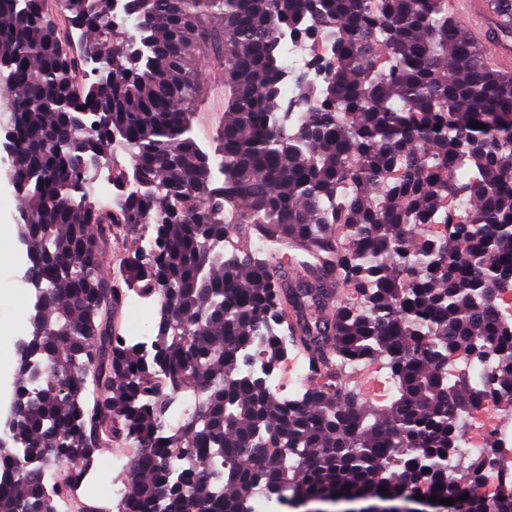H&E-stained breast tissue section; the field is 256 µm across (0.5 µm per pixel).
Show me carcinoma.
I'll list each match as a JSON object with an SVG mask.
<instances>
[{
  "instance_id": "1",
  "label": "carcinoma",
  "mask_w": 512,
  "mask_h": 512,
  "mask_svg": "<svg viewBox=\"0 0 512 512\" xmlns=\"http://www.w3.org/2000/svg\"><path fill=\"white\" fill-rule=\"evenodd\" d=\"M55 2L89 46L65 48L47 0H0L12 173L41 291L16 392L41 385L0 438V512H46L120 442L135 447L121 512H251L258 489L285 505L421 495L512 512V489L480 493L491 459H450L471 411L512 395V319L498 310L512 290V76L489 68L448 0H127L136 59L112 0ZM325 31L332 58L313 64L326 82L295 76L321 105L290 129L279 42ZM205 49L226 90L211 153L190 135ZM90 55L112 80L76 83ZM115 143L129 151L116 170ZM102 169L115 188L105 206L88 187ZM226 204L247 208L243 236L259 225L303 272L250 247L224 259ZM144 227L153 252L106 270L112 239ZM112 281L159 296L150 352L116 333ZM289 344L324 380L301 397L238 370L276 365ZM376 358L396 389L384 407L341 376ZM460 359L490 366L481 387L448 373ZM166 387L200 396L172 434Z\"/></svg>"
}]
</instances>
